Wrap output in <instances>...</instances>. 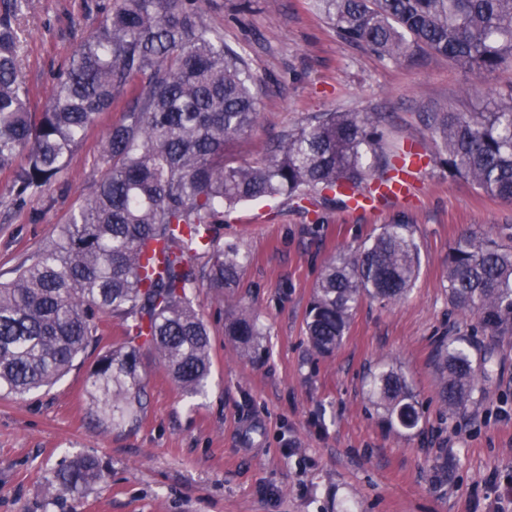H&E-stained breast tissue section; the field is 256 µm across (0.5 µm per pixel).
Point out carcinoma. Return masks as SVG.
Instances as JSON below:
<instances>
[{"label":"carcinoma","instance_id":"carcinoma-1","mask_svg":"<svg viewBox=\"0 0 512 512\" xmlns=\"http://www.w3.org/2000/svg\"><path fill=\"white\" fill-rule=\"evenodd\" d=\"M345 41L400 61L423 49L466 72L512 67V0H313ZM29 0H3L0 17V170H12V200L37 196L68 165L85 130L128 98L99 147L101 181L55 234L0 281V393L23 397L50 388L98 349L99 315L125 341L98 356L87 393L107 429L135 425L143 412L140 350H154L188 395L208 385L210 333L193 304L198 288H229L243 269L224 246V217L244 201L344 204L345 187L383 181L396 168L382 147L381 112H323L283 131L257 162L229 145L258 123L259 85L247 59L224 45L200 0H114L100 8L56 75L41 107L20 77L12 19ZM426 127L448 173L485 196L512 204V86L484 112H433ZM419 250L397 220L367 238L359 256L323 262L307 312L312 348L332 354L364 297H407ZM448 302L497 336L512 335V245L460 238L448 252ZM249 354L260 335L244 308L225 327ZM472 339L440 343L434 367L441 399L454 413L484 390ZM370 390L389 428L412 430L421 413L406 377L384 367ZM104 478L90 454L62 461L44 477L49 504L82 495Z\"/></svg>","mask_w":512,"mask_h":512}]
</instances>
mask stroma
Wrapping results in <instances>:
<instances>
[{"mask_svg": "<svg viewBox=\"0 0 512 512\" xmlns=\"http://www.w3.org/2000/svg\"><path fill=\"white\" fill-rule=\"evenodd\" d=\"M101 2L31 0L15 21L27 84L50 89L97 26ZM204 8L262 85L259 121L236 154L260 160L283 130L321 112H390L385 150L412 144L424 155L418 198L375 215L336 205L318 224L298 200L238 207L220 231L248 256L237 284L193 296L211 339L206 393H183L147 350L145 410L131 431L96 427L91 356L52 388L0 395V512H512V336L478 333L490 380L459 415L439 403L431 364L440 342L472 325L448 303L449 247L469 234L512 240V205L449 176L422 122L427 112L482 111L491 93L512 85V68L478 77L426 51L381 60L344 41L309 0H204ZM121 117L117 106L102 113L68 167L23 208L11 205V174L0 172V273L36 252L102 178L99 141ZM396 217L420 248L409 297L364 299L343 344L316 354L304 319L323 260L355 254ZM243 306L262 332L247 358L224 333ZM380 365L406 375L422 414L417 429L382 426L366 382ZM80 454L101 460L104 482L80 503L65 496L45 505L44 473Z\"/></svg>", "mask_w": 512, "mask_h": 512, "instance_id": "35a3bbf8", "label": "stroma"}]
</instances>
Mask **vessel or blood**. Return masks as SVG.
Segmentation results:
<instances>
[{"label":"vessel or blood","instance_id":"1","mask_svg":"<svg viewBox=\"0 0 512 512\" xmlns=\"http://www.w3.org/2000/svg\"><path fill=\"white\" fill-rule=\"evenodd\" d=\"M421 162L413 151H406L400 157L395 172L383 182L376 181L365 188L348 190V210L352 213H363L371 210L375 202L385 200L398 204L407 200L413 191L416 169Z\"/></svg>","mask_w":512,"mask_h":512}]
</instances>
